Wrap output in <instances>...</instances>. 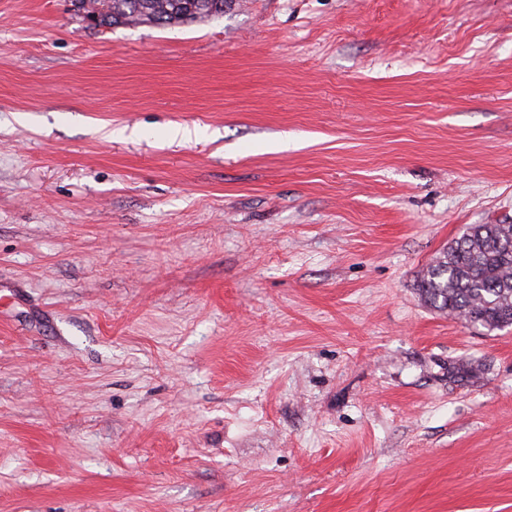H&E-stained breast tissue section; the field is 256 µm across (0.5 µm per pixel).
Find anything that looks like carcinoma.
<instances>
[{
	"mask_svg": "<svg viewBox=\"0 0 512 512\" xmlns=\"http://www.w3.org/2000/svg\"><path fill=\"white\" fill-rule=\"evenodd\" d=\"M100 27L190 24L224 15L230 0H76ZM425 304L487 334L512 327V224L466 230L418 275Z\"/></svg>",
	"mask_w": 512,
	"mask_h": 512,
	"instance_id": "1",
	"label": "carcinoma"
}]
</instances>
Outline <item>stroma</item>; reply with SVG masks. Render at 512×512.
<instances>
[{
	"label": "stroma",
	"instance_id": "35a3bbf8",
	"mask_svg": "<svg viewBox=\"0 0 512 512\" xmlns=\"http://www.w3.org/2000/svg\"><path fill=\"white\" fill-rule=\"evenodd\" d=\"M473 224L512 0H0V512H512V328L417 290ZM78 2L77 12L93 10L96 26H136L150 24L169 26L190 24L205 18L224 16L230 0H72Z\"/></svg>",
	"mask_w": 512,
	"mask_h": 512
}]
</instances>
